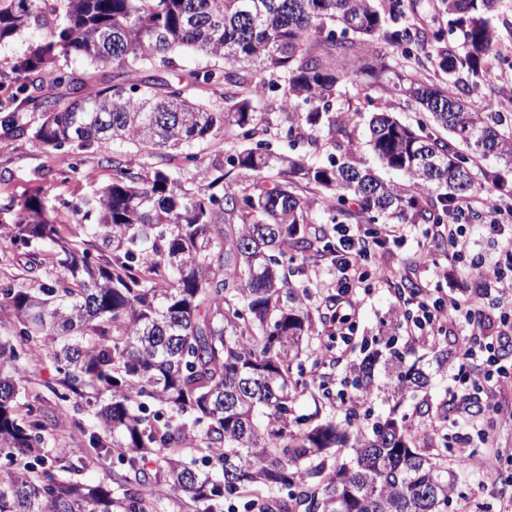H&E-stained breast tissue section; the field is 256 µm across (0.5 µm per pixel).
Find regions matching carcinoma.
<instances>
[{
    "label": "carcinoma",
    "mask_w": 512,
    "mask_h": 512,
    "mask_svg": "<svg viewBox=\"0 0 512 512\" xmlns=\"http://www.w3.org/2000/svg\"><path fill=\"white\" fill-rule=\"evenodd\" d=\"M498 2L439 0L438 23L423 28L407 21L416 0H0V42L47 29L0 71V88H11L1 136L51 148L110 141L148 154L225 133L239 143L225 163L197 165L190 189L163 169L112 160V183L83 215H96L83 239L53 224L38 195L14 223L0 221V246H23L29 269L50 275L37 289L0 282V312L10 316L8 334L0 325V512H157L159 484L194 512H224L230 498L267 512H448V487L468 474L448 471L444 425L425 436L400 411L428 376L395 338L369 351L351 380L370 396L379 368L393 388L395 405L371 429L350 413L321 422L316 412L296 414L301 397L318 406L329 391L316 396L294 372L313 317L288 265L336 255L303 189L348 221L445 224L473 188L471 157L512 166V126L465 100L490 81L489 59L512 68L492 25ZM454 33L460 53L448 49ZM381 41L408 58L431 52L448 86L367 56ZM182 48L224 68L172 79L171 54ZM70 55L112 67V82L84 91L82 79L56 68ZM337 56L351 60L345 75ZM43 72L71 96L37 95ZM140 72L145 80H128ZM268 72L281 83H266ZM364 75L387 79L451 134L445 141L374 114L367 145L402 174L398 182L361 164L344 113L330 111L344 78ZM280 86L288 137L324 128L340 157L310 163L255 141L270 125L260 103ZM192 88L219 95L224 108L191 100ZM297 101L306 112L293 111ZM47 356L56 378L46 389L59 407L91 412L92 426L68 413L49 419L26 387L27 365ZM69 424L119 470L97 484L61 477L84 467L62 448L46 455L51 431Z\"/></svg>",
    "instance_id": "carcinoma-1"
}]
</instances>
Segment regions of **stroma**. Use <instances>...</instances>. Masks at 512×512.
<instances>
[{
	"label": "stroma",
	"mask_w": 512,
	"mask_h": 512,
	"mask_svg": "<svg viewBox=\"0 0 512 512\" xmlns=\"http://www.w3.org/2000/svg\"><path fill=\"white\" fill-rule=\"evenodd\" d=\"M332 109L344 113L358 158L368 167L378 171L386 180H398V173L380 166L366 144L368 122L376 112H392L405 124L413 125L422 120L423 114L414 104L398 93H392L374 86L371 79L361 77L345 81L339 88ZM277 153L301 155L312 160H327L333 154V147L327 142L325 131H313L311 136L298 142H290L277 127H269L262 135ZM237 145L234 137L221 135L193 144L192 150L199 157L198 163L186 161L173 151H158L145 156L134 147H124L121 156L125 162L136 168L156 167L166 170L172 178L185 187H194L197 164H210L225 160ZM111 145L95 144L78 150L69 147L45 148L30 139H0V222H15L24 201L32 195L46 197L51 208L50 220L62 228L78 231L82 222L84 200L93 189L106 186L112 181ZM435 229L429 224H404L400 227L398 240H388L376 248L377 263L385 268L384 280L369 279L361 287L352 289L342 296L340 308L352 317L349 341H342L334 335V326L326 316L325 300L337 293L336 273L329 261L311 267L303 261H296L289 269L292 284L308 289V306L315 318V328L310 339L311 345L302 357L306 375L321 377L330 391L329 400L322 406H315L311 397H303L298 408L301 412H319L324 418H340L349 411L358 416H385L390 408V393L380 390L368 401L351 405L354 391L344 385L343 379L351 363L360 362L366 344L381 337L384 323L390 322L399 312L404 293L401 284L412 280L419 289L420 297L433 300L456 292L463 299L476 298L475 278L471 261L483 259L497 264L501 270L512 275V243L505 237L490 235L477 222L467 224L466 235L471 250L468 260L452 261L447 251L435 250L433 246ZM429 255L435 266L428 272H418L414 261L418 254ZM463 325L455 324L435 341L420 344L413 350V358L430 377L427 391L418 393L408 401L404 409L422 430H429L433 416L445 415L450 400L462 392V387L453 370L439 369L436 356L440 349H455L457 341L465 336ZM429 403L430 413H419L421 403ZM476 418L485 429L497 449L503 454V475L512 474V418L496 414L483 406H476ZM54 448L71 449L74 455L84 457V469L76 473L78 481L98 482L106 470L118 469L117 460L106 462L88 454V439L75 428L58 430L50 442ZM448 512H512V485H497L494 490L482 488L480 476H473L452 497Z\"/></svg>",
	"instance_id": "obj_1"
}]
</instances>
